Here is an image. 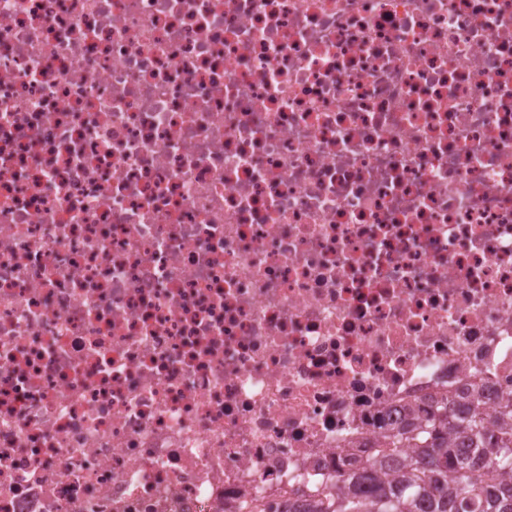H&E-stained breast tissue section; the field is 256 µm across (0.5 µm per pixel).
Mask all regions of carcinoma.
Listing matches in <instances>:
<instances>
[{
	"label": "carcinoma",
	"instance_id": "carcinoma-1",
	"mask_svg": "<svg viewBox=\"0 0 512 512\" xmlns=\"http://www.w3.org/2000/svg\"><path fill=\"white\" fill-rule=\"evenodd\" d=\"M379 453L353 458L343 487L306 512H512L511 399L493 427L472 401L440 405L384 434Z\"/></svg>",
	"mask_w": 512,
	"mask_h": 512
}]
</instances>
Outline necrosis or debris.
<instances>
[{
    "instance_id": "necrosis-or-debris-1",
    "label": "necrosis or debris",
    "mask_w": 512,
    "mask_h": 512,
    "mask_svg": "<svg viewBox=\"0 0 512 512\" xmlns=\"http://www.w3.org/2000/svg\"><path fill=\"white\" fill-rule=\"evenodd\" d=\"M512 397V0H0V512H275Z\"/></svg>"
}]
</instances>
